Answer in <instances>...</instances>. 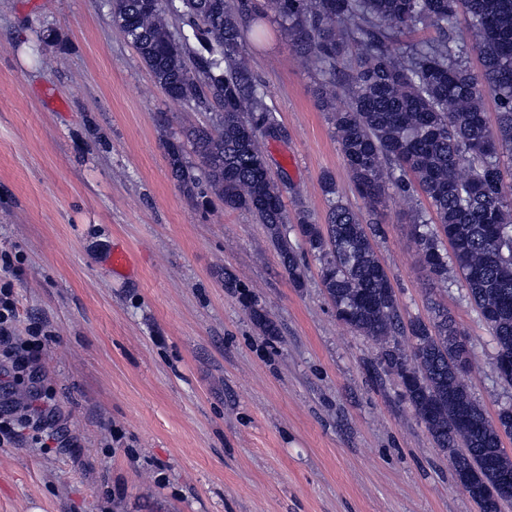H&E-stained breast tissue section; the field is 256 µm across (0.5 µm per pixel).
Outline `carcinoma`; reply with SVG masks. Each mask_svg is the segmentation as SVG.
I'll use <instances>...</instances> for the list:
<instances>
[{
    "instance_id": "carcinoma-1",
    "label": "carcinoma",
    "mask_w": 512,
    "mask_h": 512,
    "mask_svg": "<svg viewBox=\"0 0 512 512\" xmlns=\"http://www.w3.org/2000/svg\"><path fill=\"white\" fill-rule=\"evenodd\" d=\"M111 14L166 94L220 108L213 124L183 125L164 141L187 197L253 213L299 284L289 240L297 232L320 261L337 319L377 346L378 365L398 377L432 443L448 453L455 481L467 479L478 512H512V498L497 490L512 475V456L501 448L512 436V402L496 422L487 419L465 383L473 359L447 309L402 322L375 225L387 189L410 200L420 267L440 283L448 269L458 272L490 329L497 363L511 362L512 192L502 162L512 160V0H111ZM269 15L318 71V103L366 217L343 203L328 173L320 181L326 223L300 205L292 217L286 183L261 167L262 140L277 137L280 125L243 45L254 22ZM419 28L439 37L400 46ZM473 51L479 73L468 66ZM487 96L498 107L494 130L482 109ZM418 191L432 211L419 206Z\"/></svg>"
}]
</instances>
